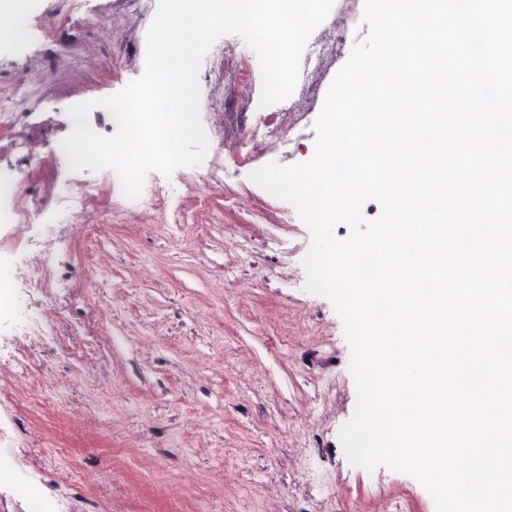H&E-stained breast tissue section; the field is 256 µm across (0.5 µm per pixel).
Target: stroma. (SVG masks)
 I'll return each mask as SVG.
<instances>
[{
    "label": "stroma",
    "instance_id": "stroma-1",
    "mask_svg": "<svg viewBox=\"0 0 512 512\" xmlns=\"http://www.w3.org/2000/svg\"><path fill=\"white\" fill-rule=\"evenodd\" d=\"M365 0H334L313 33L338 41L301 64L286 99L260 106L257 55L236 35L199 71L209 141L200 165L145 185L178 195L146 209L114 171L71 170V106L120 92L145 68L155 7L36 0L28 37L0 49V172L40 205L0 224V512H435L414 477L352 465L339 432L357 393L331 302L305 289L311 233L252 182L270 162L309 161L331 82L366 37ZM264 120L270 133L249 140ZM101 185L68 223L63 193ZM23 294L46 314L17 325Z\"/></svg>",
    "mask_w": 512,
    "mask_h": 512
}]
</instances>
